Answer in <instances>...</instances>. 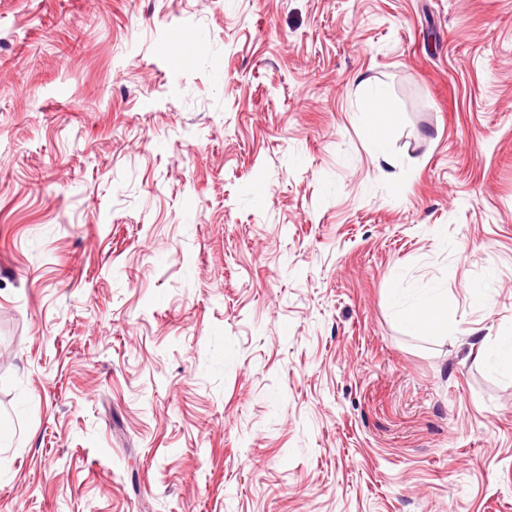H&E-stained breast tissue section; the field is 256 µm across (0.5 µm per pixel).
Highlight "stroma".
<instances>
[{
	"mask_svg": "<svg viewBox=\"0 0 512 512\" xmlns=\"http://www.w3.org/2000/svg\"><path fill=\"white\" fill-rule=\"evenodd\" d=\"M510 332L512 0H0V512H512ZM405 332L411 336H431L448 330L454 313L448 306L447 292L433 289L415 298L407 307L399 310ZM479 353L492 359L495 365L512 367V336H499L494 343L482 345Z\"/></svg>",
	"mask_w": 512,
	"mask_h": 512,
	"instance_id": "obj_1",
	"label": "stroma"
}]
</instances>
